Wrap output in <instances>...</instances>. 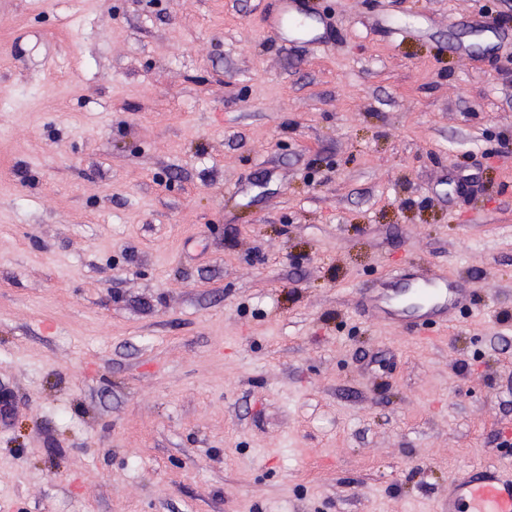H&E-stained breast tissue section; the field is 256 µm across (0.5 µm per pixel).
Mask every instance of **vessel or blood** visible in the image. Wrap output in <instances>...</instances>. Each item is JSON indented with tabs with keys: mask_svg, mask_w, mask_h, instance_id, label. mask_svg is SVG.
<instances>
[{
	"mask_svg": "<svg viewBox=\"0 0 512 512\" xmlns=\"http://www.w3.org/2000/svg\"><path fill=\"white\" fill-rule=\"evenodd\" d=\"M419 294L420 310L432 321L447 320L467 300V290L459 280L437 275L423 279ZM361 301L381 322L397 325L403 319L402 308L388 286L364 290ZM442 512H512V468L495 463L472 466L449 483Z\"/></svg>",
	"mask_w": 512,
	"mask_h": 512,
	"instance_id": "b4317fda",
	"label": "vessel or blood"
}]
</instances>
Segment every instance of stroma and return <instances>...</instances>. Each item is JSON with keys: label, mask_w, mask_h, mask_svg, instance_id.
<instances>
[{"label": "stroma", "mask_w": 512, "mask_h": 512, "mask_svg": "<svg viewBox=\"0 0 512 512\" xmlns=\"http://www.w3.org/2000/svg\"><path fill=\"white\" fill-rule=\"evenodd\" d=\"M280 8L0 0L15 512H439L512 466V0ZM421 263L468 310L373 320ZM391 288L382 284L381 288L366 289L361 294V301L366 304L372 315L383 323L398 325L403 320L402 308L398 301L392 297Z\"/></svg>", "instance_id": "35a3bbf8"}]
</instances>
